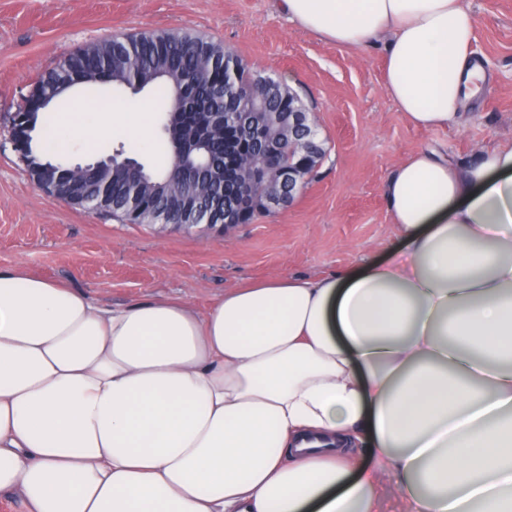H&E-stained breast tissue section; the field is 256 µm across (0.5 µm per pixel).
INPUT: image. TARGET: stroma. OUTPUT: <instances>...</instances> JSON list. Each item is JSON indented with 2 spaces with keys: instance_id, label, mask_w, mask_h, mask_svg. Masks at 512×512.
I'll list each match as a JSON object with an SVG mask.
<instances>
[{
  "instance_id": "1",
  "label": "stroma",
  "mask_w": 512,
  "mask_h": 512,
  "mask_svg": "<svg viewBox=\"0 0 512 512\" xmlns=\"http://www.w3.org/2000/svg\"><path fill=\"white\" fill-rule=\"evenodd\" d=\"M486 86L458 123L411 124L384 88L385 42L344 48L300 28L277 0H0V268H25L106 304L147 296L207 308L236 284L316 278L382 258L399 243L384 187L412 153L459 165L512 140V0H464ZM187 28L305 99L329 144L292 206L227 230L125 224L45 194L11 140V118L45 71L77 46Z\"/></svg>"
}]
</instances>
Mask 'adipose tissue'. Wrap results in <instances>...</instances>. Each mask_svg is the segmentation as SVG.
I'll use <instances>...</instances> for the list:
<instances>
[{"instance_id":"obj_1","label":"adipose tissue","mask_w":512,"mask_h":512,"mask_svg":"<svg viewBox=\"0 0 512 512\" xmlns=\"http://www.w3.org/2000/svg\"><path fill=\"white\" fill-rule=\"evenodd\" d=\"M345 47L383 34L385 90L416 127L487 81L460 0H281ZM153 115L62 122L155 147ZM385 196L388 257L246 282L201 310L108 305L0 269V491L22 512H512V144L460 168L412 154ZM370 462L342 458L351 441Z\"/></svg>"}]
</instances>
